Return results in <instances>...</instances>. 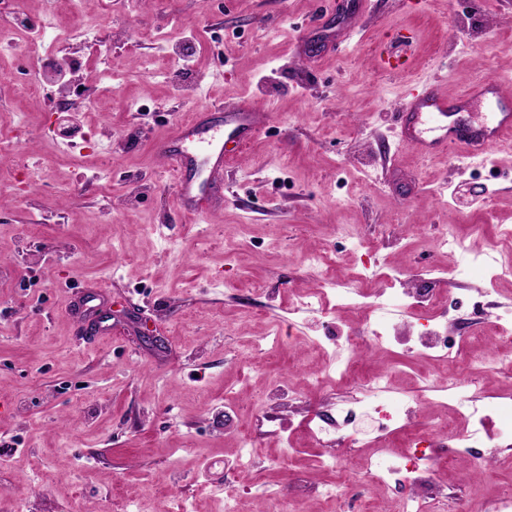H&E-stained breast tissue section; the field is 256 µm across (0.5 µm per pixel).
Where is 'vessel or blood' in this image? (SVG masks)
Returning a JSON list of instances; mask_svg holds the SVG:
<instances>
[{
    "mask_svg": "<svg viewBox=\"0 0 512 512\" xmlns=\"http://www.w3.org/2000/svg\"><path fill=\"white\" fill-rule=\"evenodd\" d=\"M468 94L490 102L489 112L473 126L451 123L457 103L436 88L414 97L402 111V143L428 156L452 144L465 156L477 157L512 137V94L487 78L473 80ZM223 110V127L214 128L209 137H201L199 121L194 118L178 122L158 143L161 157L180 174L176 202L183 213H195V198L200 190L199 185L185 175L192 163L191 153L212 159L214 166H223L225 143H233L235 152H242L263 127L265 115L253 104L228 103Z\"/></svg>",
    "mask_w": 512,
    "mask_h": 512,
    "instance_id": "b4317fda",
    "label": "vessel or blood"
}]
</instances>
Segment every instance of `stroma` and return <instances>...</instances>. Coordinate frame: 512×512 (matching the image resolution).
<instances>
[{"label":"stroma","instance_id":"1","mask_svg":"<svg viewBox=\"0 0 512 512\" xmlns=\"http://www.w3.org/2000/svg\"><path fill=\"white\" fill-rule=\"evenodd\" d=\"M87 0L57 47L82 61L86 102L61 138L37 78L32 35L0 45V126L17 135L0 160V512H326L324 486L357 480L374 453L375 418L344 467L315 432L322 413L366 395L385 372L390 393L431 413L428 439L450 416L436 406L442 373L427 359L369 348L318 349L346 331L338 295L381 297L391 278L478 295L486 315L456 314L472 366V398L498 404L485 461L452 460L425 495L447 512L512 496L500 452L512 423V350L489 326L512 321V145L461 160L401 144L409 92L449 97L494 75L512 92V0ZM408 36L404 71L378 69L380 47ZM99 55L100 67L86 65ZM247 101L271 120L223 169L190 173L217 192L200 214L172 206L176 178L156 141L182 113L221 120ZM455 233L484 264L458 272L436 249ZM334 249L340 274L309 258ZM315 290L327 309L298 311ZM105 317L110 335H97ZM354 360L349 377L324 370ZM248 466H239L243 442Z\"/></svg>","mask_w":512,"mask_h":512}]
</instances>
